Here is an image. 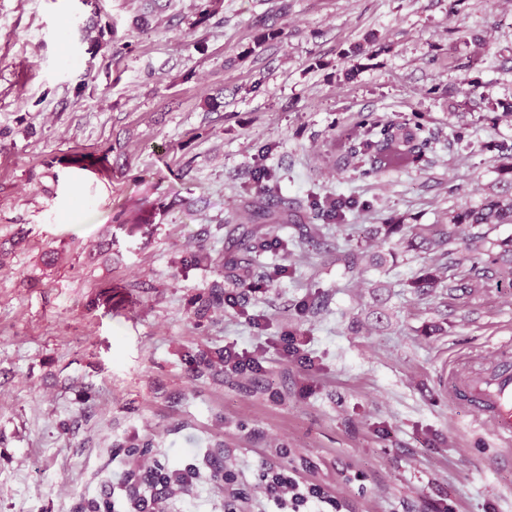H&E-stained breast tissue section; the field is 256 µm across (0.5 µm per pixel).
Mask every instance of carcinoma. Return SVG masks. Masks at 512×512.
<instances>
[{
  "label": "carcinoma",
  "mask_w": 512,
  "mask_h": 512,
  "mask_svg": "<svg viewBox=\"0 0 512 512\" xmlns=\"http://www.w3.org/2000/svg\"><path fill=\"white\" fill-rule=\"evenodd\" d=\"M419 127L408 124H387L377 127L370 123L367 131L368 138L362 140L359 146L351 147V152L371 153V167L363 170L368 176L382 167H405L417 162L421 156V144L417 143ZM498 182L507 187V192H496L486 196L475 207H460L448 213V223L436 230L435 238L421 237V240L432 247L443 249V254L456 255L453 245L462 243L466 253L449 261V266L459 267L471 262L466 270L468 280L459 281L458 288H469L472 280L488 277L490 268L471 261L469 254L482 253L487 242V234L479 231L483 225L512 224V145L499 148L496 159Z\"/></svg>",
  "instance_id": "obj_1"
}]
</instances>
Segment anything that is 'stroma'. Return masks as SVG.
Returning <instances> with one entry per match:
<instances>
[{"mask_svg":"<svg viewBox=\"0 0 512 512\" xmlns=\"http://www.w3.org/2000/svg\"><path fill=\"white\" fill-rule=\"evenodd\" d=\"M511 105L512 0H0V512H128L156 464L199 472L165 512H224L215 463L273 448L349 512H512L446 378L512 338V288H414L446 257L375 232L479 205ZM366 118L419 124L421 163L364 175ZM255 206L288 221L254 256ZM282 341L283 345L280 352V359L282 361L288 362L296 360L307 367H312V358L302 347L304 344L297 336L289 334V336H283ZM217 361L224 366V373L237 375L246 372H261L264 370L263 357L239 353L234 348L224 346L223 352H218Z\"/></svg>","mask_w":512,"mask_h":512,"instance_id":"stroma-1","label":"stroma"}]
</instances>
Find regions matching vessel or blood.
Returning a JSON list of instances; mask_svg holds the SVG:
<instances>
[{
	"mask_svg": "<svg viewBox=\"0 0 512 512\" xmlns=\"http://www.w3.org/2000/svg\"><path fill=\"white\" fill-rule=\"evenodd\" d=\"M456 397L468 401L480 423L504 444L502 458L512 463V343L491 356L469 354L448 373Z\"/></svg>",
	"mask_w": 512,
	"mask_h": 512,
	"instance_id": "b4317fda",
	"label": "vessel or blood"
}]
</instances>
